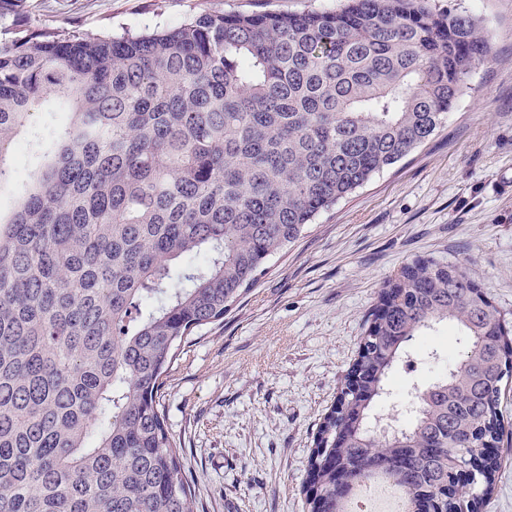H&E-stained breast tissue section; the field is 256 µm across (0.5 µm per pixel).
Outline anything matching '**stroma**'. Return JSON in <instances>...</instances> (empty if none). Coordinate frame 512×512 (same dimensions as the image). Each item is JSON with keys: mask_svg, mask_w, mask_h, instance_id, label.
Instances as JSON below:
<instances>
[{"mask_svg": "<svg viewBox=\"0 0 512 512\" xmlns=\"http://www.w3.org/2000/svg\"><path fill=\"white\" fill-rule=\"evenodd\" d=\"M341 0H28L32 28L171 27L213 10H331ZM476 17L491 46L447 124L313 224L224 314L189 336L161 403L197 512H308L313 437L335 404L382 284L420 257L468 267L512 323V0H432ZM387 382L404 409L455 362L457 330L410 342ZM480 512H512V438Z\"/></svg>", "mask_w": 512, "mask_h": 512, "instance_id": "35a3bbf8", "label": "stroma"}]
</instances>
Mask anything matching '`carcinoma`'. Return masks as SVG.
Wrapping results in <instances>:
<instances>
[{
  "label": "carcinoma",
  "mask_w": 512,
  "mask_h": 512,
  "mask_svg": "<svg viewBox=\"0 0 512 512\" xmlns=\"http://www.w3.org/2000/svg\"><path fill=\"white\" fill-rule=\"evenodd\" d=\"M0 0V21L26 12ZM490 47L429 0L301 13L204 10L119 36L13 24L0 37V512H194L160 402L194 331L321 212L448 121ZM64 118L27 129L45 100ZM27 133L39 162H7ZM464 342L401 420L378 411L408 343ZM353 372L314 437L310 512L389 483L405 512L455 485L495 487L512 330L463 266L417 259L385 282Z\"/></svg>",
  "instance_id": "carcinoma-1"
}]
</instances>
